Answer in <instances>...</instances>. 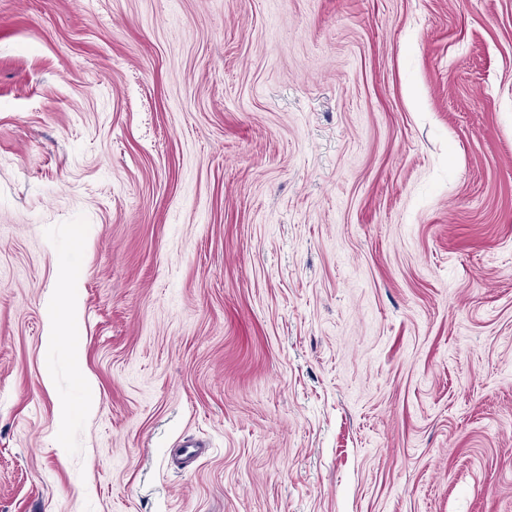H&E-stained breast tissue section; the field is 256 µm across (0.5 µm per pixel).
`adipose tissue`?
Segmentation results:
<instances>
[{"label":"adipose tissue","mask_w":512,"mask_h":512,"mask_svg":"<svg viewBox=\"0 0 512 512\" xmlns=\"http://www.w3.org/2000/svg\"><path fill=\"white\" fill-rule=\"evenodd\" d=\"M56 276L61 283L47 305L48 334L46 342L55 345L68 342L71 345L75 364H82L80 339L76 334L79 309L74 301L70 286L74 278L72 265L65 260L59 261Z\"/></svg>","instance_id":"obj_1"}]
</instances>
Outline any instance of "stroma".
<instances>
[{
  "label": "stroma",
  "mask_w": 512,
  "mask_h": 512,
  "mask_svg": "<svg viewBox=\"0 0 512 512\" xmlns=\"http://www.w3.org/2000/svg\"><path fill=\"white\" fill-rule=\"evenodd\" d=\"M0 512H512V0H0ZM56 276L63 286L69 288H57L48 302V334L45 339L50 346L64 340L70 343L74 362L79 371H82L83 359L80 336H75L79 309L70 289L74 278L72 265L66 260H60L57 264Z\"/></svg>",
  "instance_id": "35a3bbf8"
}]
</instances>
